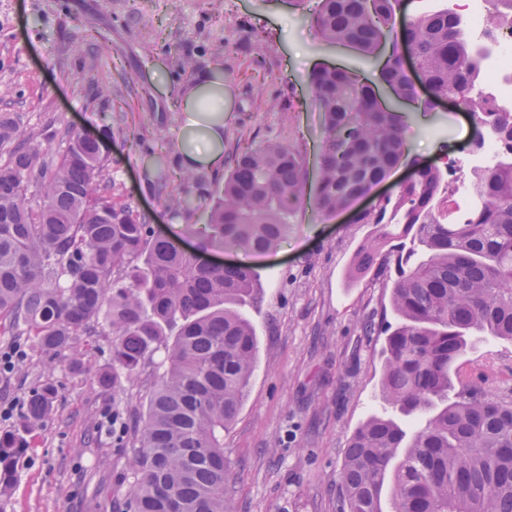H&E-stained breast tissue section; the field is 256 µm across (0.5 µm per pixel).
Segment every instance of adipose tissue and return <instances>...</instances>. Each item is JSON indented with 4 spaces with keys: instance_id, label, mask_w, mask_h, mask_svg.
Masks as SVG:
<instances>
[{
    "instance_id": "ef3b65f1",
    "label": "adipose tissue",
    "mask_w": 512,
    "mask_h": 512,
    "mask_svg": "<svg viewBox=\"0 0 512 512\" xmlns=\"http://www.w3.org/2000/svg\"><path fill=\"white\" fill-rule=\"evenodd\" d=\"M224 77L202 69L181 95L178 148L181 167L215 174L224 168Z\"/></svg>"
}]
</instances>
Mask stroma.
Listing matches in <instances>:
<instances>
[{
    "instance_id": "35a3bbf8",
    "label": "stroma",
    "mask_w": 512,
    "mask_h": 512,
    "mask_svg": "<svg viewBox=\"0 0 512 512\" xmlns=\"http://www.w3.org/2000/svg\"><path fill=\"white\" fill-rule=\"evenodd\" d=\"M317 0H0V117L20 116L28 146L58 155V130L111 127L105 151L117 187L177 245L212 262L254 268L260 287L243 313L258 340L247 395L224 433L235 512H339L348 441L370 416L395 410L380 393L383 336L365 322L393 321L379 261L354 267L380 234L345 212L300 209L279 246L257 255L206 246L203 225L217 183L183 185L177 160V97L195 69L224 72V164L248 146L276 141L299 150L315 189L324 124L308 88L319 64L374 66L353 49L324 43L311 23ZM402 103L408 160L441 163L467 151L466 113ZM190 193L195 209L178 201ZM182 227H175V220ZM74 372L24 350L0 373V407L23 409L35 383L58 390L50 418L27 434L28 456L0 512H125L129 440L141 424L151 380L121 394L101 383L112 369L109 333L75 341ZM459 383L512 401V341L477 338L457 366Z\"/></svg>"
}]
</instances>
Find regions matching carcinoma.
<instances>
[{"mask_svg":"<svg viewBox=\"0 0 512 512\" xmlns=\"http://www.w3.org/2000/svg\"><path fill=\"white\" fill-rule=\"evenodd\" d=\"M407 0H319L322 41L363 56L392 43L383 78L415 96L403 68L413 54L433 102L461 95L480 126L499 134L498 162L475 169L481 197L469 222L450 224L446 172L414 165L397 192L361 217L383 231L369 250L395 264V325L382 348L381 395L404 419L371 416L353 434L341 480L347 512H381L392 475L391 512H512V402L463 385L456 362L476 336L512 341V118L470 97L482 67L456 19L418 13L394 40ZM323 114L315 208L333 215L405 156V121L378 105L373 86L322 65L308 80ZM62 153L24 146L0 122V336L64 358L71 344L112 333V390L166 359L132 448L127 512H231L224 430L234 421L257 363V338L241 307L259 288L247 265L211 267L155 233L130 200H112V170L99 139L63 130ZM307 200L299 151L265 142L236 157L216 187L207 245L272 250ZM56 388L31 390L17 429L0 433V500L29 451L25 433L53 409Z\"/></svg>","mask_w":512,"mask_h":512,"instance_id":"1","label":"carcinoma"}]
</instances>
